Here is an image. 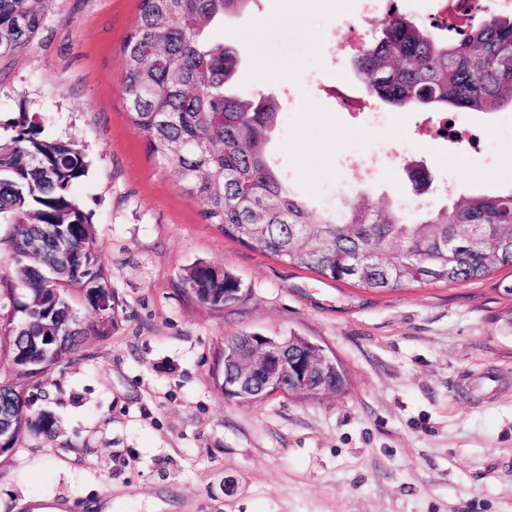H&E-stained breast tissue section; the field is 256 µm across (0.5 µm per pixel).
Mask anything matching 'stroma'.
<instances>
[{
	"label": "stroma",
	"instance_id": "obj_1",
	"mask_svg": "<svg viewBox=\"0 0 512 512\" xmlns=\"http://www.w3.org/2000/svg\"><path fill=\"white\" fill-rule=\"evenodd\" d=\"M137 4L53 0L28 51L0 57V125L37 114L44 136L86 155L72 194L121 318L37 388L0 343V381L27 388L32 417L57 420L52 436L27 432L0 459V512H30L32 498L70 512L102 502L112 512H512V269L374 292L225 238L126 119L120 48ZM360 10L361 0H257L224 19L239 91L279 103L268 151L293 189L320 206L340 194L409 206L411 161L431 174V206L512 189V139L464 168L432 138L436 113L394 108L376 128L313 92ZM262 65L271 77H258ZM380 141L384 174L345 178V152L363 145L371 164ZM199 261L233 274L240 300L213 307L181 290ZM244 332L320 343L344 368L345 392L225 400L224 339Z\"/></svg>",
	"mask_w": 512,
	"mask_h": 512
}]
</instances>
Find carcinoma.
<instances>
[{
    "instance_id": "carcinoma-1",
    "label": "carcinoma",
    "mask_w": 512,
    "mask_h": 512,
    "mask_svg": "<svg viewBox=\"0 0 512 512\" xmlns=\"http://www.w3.org/2000/svg\"><path fill=\"white\" fill-rule=\"evenodd\" d=\"M52 2L0 0V56L28 50ZM253 2L138 0L121 45L127 121L144 134L151 156L178 170L207 223L290 266L373 291L454 285L512 267V190L417 211L365 200L317 210L293 192L266 154L280 121L277 104L237 92L240 52L211 36L225 16ZM354 64L367 95L394 108L512 107V17L481 10L466 28L439 39L394 13ZM11 129L0 136V223L12 226L14 251L3 283L8 292L24 286V301L0 335L11 361L31 344L35 358L60 361L79 337L107 338L118 326L110 309L83 323L70 301L74 289L93 309L95 290L111 286L89 217L71 194L88 163L76 143L42 136L35 113H19ZM374 251L389 258L370 266ZM182 279L216 307L239 287L231 273L202 261ZM50 288L61 289V300L48 308ZM6 414L16 444L31 429L30 414L20 391L0 383V416Z\"/></svg>"
}]
</instances>
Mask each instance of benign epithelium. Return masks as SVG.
<instances>
[{"label": "benign epithelium", "instance_id": "benign-epithelium-1", "mask_svg": "<svg viewBox=\"0 0 512 512\" xmlns=\"http://www.w3.org/2000/svg\"><path fill=\"white\" fill-rule=\"evenodd\" d=\"M224 399L258 403L282 392L319 396L336 361L306 338L243 333L224 346Z\"/></svg>", "mask_w": 512, "mask_h": 512}]
</instances>
